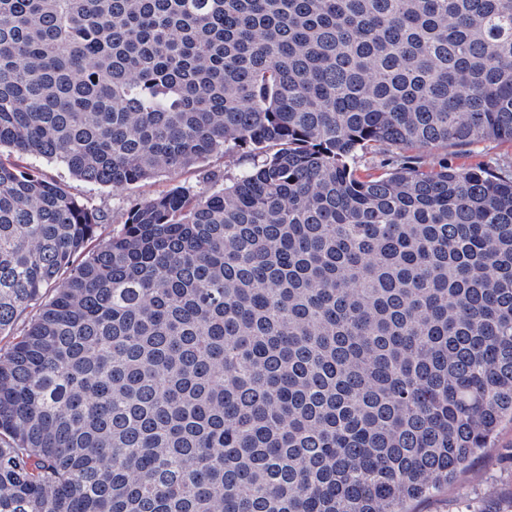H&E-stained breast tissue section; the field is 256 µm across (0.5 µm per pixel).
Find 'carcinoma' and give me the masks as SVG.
I'll return each mask as SVG.
<instances>
[{
	"mask_svg": "<svg viewBox=\"0 0 512 512\" xmlns=\"http://www.w3.org/2000/svg\"><path fill=\"white\" fill-rule=\"evenodd\" d=\"M512 0H0V512H408L512 421ZM385 169L361 176L358 153ZM52 291L44 298L46 291ZM437 154L448 153V165L490 167L503 175H511L512 172V144L498 141L481 142L469 149L439 148L434 151ZM20 165H36L46 177L59 182L72 195L83 201L89 207L100 209L120 219L128 198H149L173 185H183L194 190L208 186L201 182L200 171L194 167L184 169L176 175L150 180L127 190H113L111 187L91 185L77 180L62 165L51 163L42 158L33 156H15L13 158Z\"/></svg>",
	"mask_w": 512,
	"mask_h": 512,
	"instance_id": "obj_1",
	"label": "carcinoma"
}]
</instances>
